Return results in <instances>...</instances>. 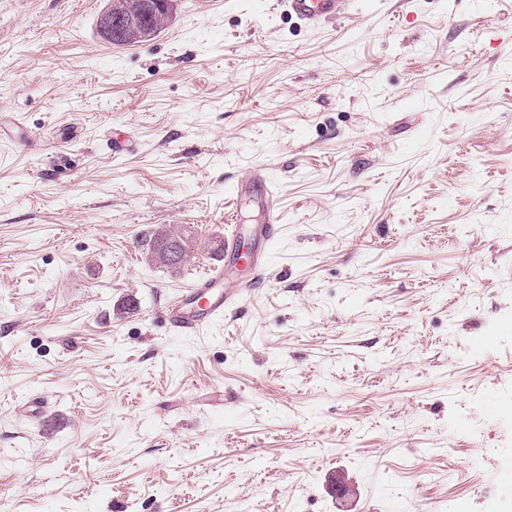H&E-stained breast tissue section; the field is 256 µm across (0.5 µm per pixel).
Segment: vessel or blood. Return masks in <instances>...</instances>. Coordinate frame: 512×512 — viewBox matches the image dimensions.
I'll return each instance as SVG.
<instances>
[{"mask_svg": "<svg viewBox=\"0 0 512 512\" xmlns=\"http://www.w3.org/2000/svg\"><path fill=\"white\" fill-rule=\"evenodd\" d=\"M288 13L303 24L315 27L325 21L341 17L348 0H279ZM239 189L252 193L262 213L263 224L257 234L263 241H271L280 222L276 192L264 172H255ZM251 282L226 281L223 271L203 272L196 283L172 301L163 313L170 328L182 334H196L214 320L223 317L226 307L252 295Z\"/></svg>", "mask_w": 512, "mask_h": 512, "instance_id": "obj_1", "label": "vessel or blood"}]
</instances>
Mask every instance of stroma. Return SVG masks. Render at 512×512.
Segmentation results:
<instances>
[{
	"mask_svg": "<svg viewBox=\"0 0 512 512\" xmlns=\"http://www.w3.org/2000/svg\"><path fill=\"white\" fill-rule=\"evenodd\" d=\"M104 5L0 0V512H512V0ZM259 167L264 286L178 334ZM124 14H113L125 12L133 0H112L111 11H102L98 19V27L104 36L109 37L112 43L125 45L129 41L143 40L150 38L149 27L145 20L151 12L168 13L172 9L173 0H137ZM349 0H279L285 5L291 17L303 24L315 27L325 21L341 17L346 12ZM235 192L237 197L240 192L252 193L264 222L263 226L258 228L257 234L268 244L274 238L276 224L280 222V213L276 205L275 189L271 187L267 175L263 171H256L247 181L240 182ZM181 233V227H179V229H176L174 232L162 231L161 233L157 234V236L150 237L146 245L149 261L156 266L166 268H170L171 265L178 264L182 257V248L184 243L185 247L183 248V257L180 263L184 262L185 259H187L189 253L193 251L194 246H196V241L192 237H190L187 241L182 240L183 243L179 240H176L177 238L182 239ZM163 239H171V241L165 242L162 248V252L169 264L164 261L160 251L158 250V244Z\"/></svg>",
	"mask_w": 512,
	"mask_h": 512,
	"instance_id": "1",
	"label": "stroma"
}]
</instances>
